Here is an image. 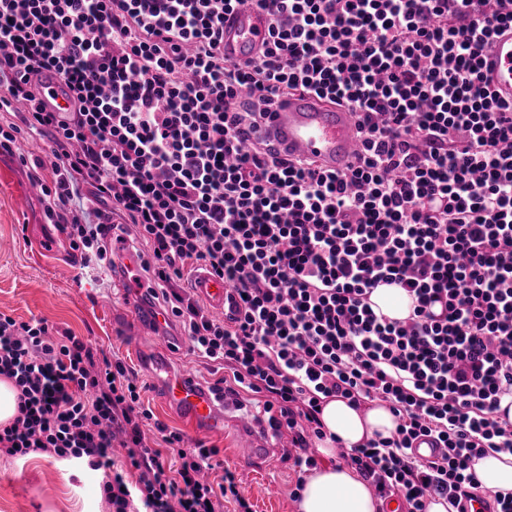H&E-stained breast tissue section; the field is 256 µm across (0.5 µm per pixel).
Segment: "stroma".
<instances>
[{
	"instance_id": "35a3bbf8",
	"label": "stroma",
	"mask_w": 512,
	"mask_h": 512,
	"mask_svg": "<svg viewBox=\"0 0 512 512\" xmlns=\"http://www.w3.org/2000/svg\"><path fill=\"white\" fill-rule=\"evenodd\" d=\"M44 140L28 138L16 150L0 152V314L19 321L45 319L58 331H69L94 347L119 358L142 388L141 401L155 421L144 428L149 442L160 441L156 423L182 435L184 448L196 442L217 449V459L234 472L241 493L253 512H295L290 491L298 474L290 457L288 433L270 437L254 423L258 436L271 447L265 465L251 469L237 455L230 437L219 430L198 432L186 426L168 406L163 391L146 373L157 352L167 351L168 366L214 388L223 373L185 349L166 343L132 345L123 314L144 318L134 293L123 288L108 269L92 273L83 268L77 252L57 234L45 216V198L34 192L26 163L46 157ZM103 472L75 470L45 454L0 458V512H109L101 485Z\"/></svg>"
}]
</instances>
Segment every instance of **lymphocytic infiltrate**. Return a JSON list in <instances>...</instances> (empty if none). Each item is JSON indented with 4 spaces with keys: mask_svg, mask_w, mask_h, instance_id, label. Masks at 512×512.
I'll use <instances>...</instances> for the list:
<instances>
[{
    "mask_svg": "<svg viewBox=\"0 0 512 512\" xmlns=\"http://www.w3.org/2000/svg\"><path fill=\"white\" fill-rule=\"evenodd\" d=\"M244 2L0 0V149L47 139L30 178L83 266H101L115 233L144 245L141 304L176 318L225 394L289 432L300 472L329 400L378 403L393 436L339 459L407 512L433 496L460 506L481 487L473 460L512 453V102L480 72L512 0H253L272 24L242 67L224 58V15ZM53 76L74 111L47 109ZM293 93L351 111L361 148L346 171L256 137ZM188 269L231 286L227 319L184 286ZM381 280L409 296L406 317L374 309ZM2 377L18 413L0 453L103 471L111 512H250L233 472L205 479L216 449L172 432L168 462L145 444L152 413L103 349L1 314Z\"/></svg>",
    "mask_w": 512,
    "mask_h": 512,
    "instance_id": "obj_1",
    "label": "lymphocytic infiltrate"
}]
</instances>
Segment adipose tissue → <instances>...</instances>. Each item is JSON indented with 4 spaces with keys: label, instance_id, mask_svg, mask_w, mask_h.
<instances>
[{
    "label": "adipose tissue",
    "instance_id": "ef3b65f1",
    "mask_svg": "<svg viewBox=\"0 0 512 512\" xmlns=\"http://www.w3.org/2000/svg\"><path fill=\"white\" fill-rule=\"evenodd\" d=\"M321 420L327 432L347 448L378 435L391 436L397 426L384 406L357 410L342 400L327 403ZM472 468L490 491L512 492V455L500 453L477 459ZM384 508L383 500L372 493L357 472L341 465L310 471L296 505L297 512H384Z\"/></svg>",
    "mask_w": 512,
    "mask_h": 512
}]
</instances>
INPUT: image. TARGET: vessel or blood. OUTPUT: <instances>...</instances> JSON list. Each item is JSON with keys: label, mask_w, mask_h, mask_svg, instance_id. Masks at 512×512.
<instances>
[{"label": "vessel or blood", "mask_w": 512, "mask_h": 512, "mask_svg": "<svg viewBox=\"0 0 512 512\" xmlns=\"http://www.w3.org/2000/svg\"><path fill=\"white\" fill-rule=\"evenodd\" d=\"M271 19L263 9L249 4L226 13L224 18V58L244 64L259 53L268 38ZM482 82L499 98L512 101V29L501 31L488 45L481 68ZM43 99L55 112L73 109L60 80L51 78L43 85ZM258 134L286 150L289 156L315 160L324 169L345 171L355 158L359 137L355 121L345 107L331 105L308 94L282 97L261 123ZM195 292L203 298L214 316H225L230 305V290L223 279L195 273ZM168 401L197 430L224 428L217 407L218 396L189 377L169 371L163 362L154 365ZM237 446L245 459L261 462L265 446L246 432L247 420H239Z\"/></svg>", "instance_id": "obj_1"}]
</instances>
